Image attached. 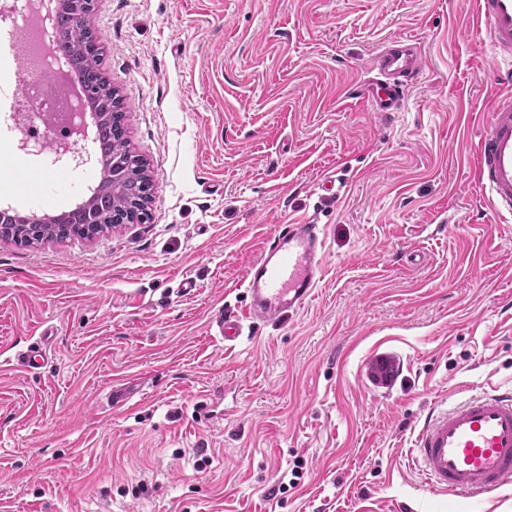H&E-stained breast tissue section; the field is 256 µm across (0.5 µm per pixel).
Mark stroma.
Masks as SVG:
<instances>
[{
  "mask_svg": "<svg viewBox=\"0 0 512 512\" xmlns=\"http://www.w3.org/2000/svg\"><path fill=\"white\" fill-rule=\"evenodd\" d=\"M95 26L152 217L0 241V512H512V485L434 495L407 456L434 402L512 388V216L473 167L508 86L474 0H99ZM400 36L423 71L373 111L357 88ZM17 88L0 205L61 212L79 170L21 150ZM302 220L327 238L312 299L226 348L212 315Z\"/></svg>",
  "mask_w": 512,
  "mask_h": 512,
  "instance_id": "1",
  "label": "stroma"
}]
</instances>
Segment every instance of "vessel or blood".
Listing matches in <instances>:
<instances>
[{"instance_id": "obj_1", "label": "vessel or blood", "mask_w": 512, "mask_h": 512, "mask_svg": "<svg viewBox=\"0 0 512 512\" xmlns=\"http://www.w3.org/2000/svg\"><path fill=\"white\" fill-rule=\"evenodd\" d=\"M494 59L512 63V0H475ZM377 77L362 95L377 112L399 111L404 84L423 61L413 43L395 39L373 61ZM478 181L495 210L512 214V93L487 109L474 147ZM325 236L316 224H283L249 267L243 282L250 301L241 314H217V336L236 345L245 325L302 309L323 273ZM409 459L428 491L465 499L490 496L512 483V390L475 391L455 404L438 401L418 431Z\"/></svg>"}]
</instances>
